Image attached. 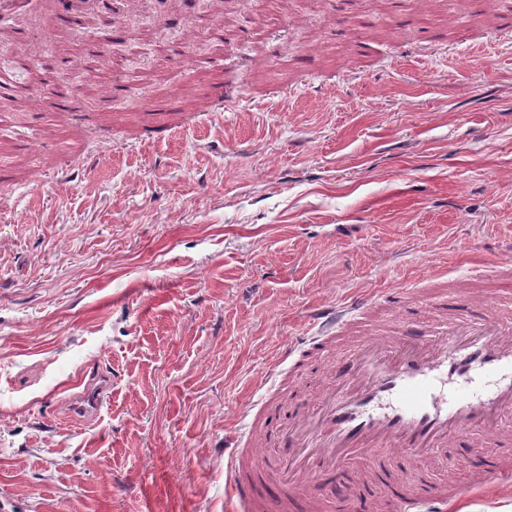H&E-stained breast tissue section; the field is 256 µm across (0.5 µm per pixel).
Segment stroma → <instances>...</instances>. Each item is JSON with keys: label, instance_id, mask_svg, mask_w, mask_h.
Segmentation results:
<instances>
[{"label": "stroma", "instance_id": "obj_1", "mask_svg": "<svg viewBox=\"0 0 512 512\" xmlns=\"http://www.w3.org/2000/svg\"><path fill=\"white\" fill-rule=\"evenodd\" d=\"M0 85V512H235L224 440L258 397L318 394L280 361L315 310L404 286L413 318L356 335L430 334L459 281L512 313L482 275L512 259V0L18 15ZM95 370L111 397L68 422ZM502 452L425 470L465 488ZM372 481L310 497L387 512Z\"/></svg>", "mask_w": 512, "mask_h": 512}]
</instances>
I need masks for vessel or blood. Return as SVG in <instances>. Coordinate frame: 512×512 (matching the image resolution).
Wrapping results in <instances>:
<instances>
[{
    "label": "vessel or blood",
    "instance_id": "obj_1",
    "mask_svg": "<svg viewBox=\"0 0 512 512\" xmlns=\"http://www.w3.org/2000/svg\"><path fill=\"white\" fill-rule=\"evenodd\" d=\"M73 0H0V19L26 13L37 17L72 9ZM405 289L385 299L367 294L338 307L318 309L316 334L289 345L283 360L294 376L307 361L332 347L338 331L350 328L380 301L398 306ZM512 421V318L489 304L450 315L432 335L362 337L337 361L314 404L294 412L251 414L248 442L231 437L225 445L226 476L240 512H286L305 488L333 472L346 473L370 460L386 473L383 455L394 451L400 470L420 472L410 495L390 501V512H446L458 490L430 484L422 471L442 450L478 435H498ZM276 439L282 453L267 462L256 452ZM512 486V453L480 468L473 488Z\"/></svg>",
    "mask_w": 512,
    "mask_h": 512
}]
</instances>
